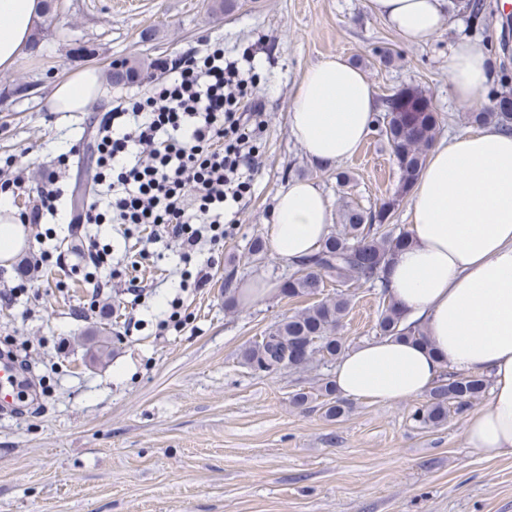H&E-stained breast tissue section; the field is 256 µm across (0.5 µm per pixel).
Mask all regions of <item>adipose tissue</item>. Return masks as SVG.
<instances>
[{
  "mask_svg": "<svg viewBox=\"0 0 512 512\" xmlns=\"http://www.w3.org/2000/svg\"><path fill=\"white\" fill-rule=\"evenodd\" d=\"M446 0H370L372 11L405 42L434 40ZM43 0H0V71L25 55ZM453 96L477 101L491 81L485 45L460 37L448 55ZM101 76L85 67L57 81L49 111H85ZM375 92L363 72L340 55L303 73L292 96L288 128L320 163L351 157L375 126ZM265 236L272 253L296 262L327 236L331 211L322 191L297 180L274 196ZM412 245L387 269L384 283L428 343L369 341L338 361L337 393L352 400L392 402L430 389L443 370L492 380L488 405L469 414L464 434L475 450L512 455V132L490 125L436 144L412 191Z\"/></svg>",
  "mask_w": 512,
  "mask_h": 512,
  "instance_id": "adipose-tissue-1",
  "label": "adipose tissue"
}]
</instances>
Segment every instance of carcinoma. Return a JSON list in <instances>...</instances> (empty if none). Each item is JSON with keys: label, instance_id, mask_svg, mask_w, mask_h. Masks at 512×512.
Here are the masks:
<instances>
[{"label": "carcinoma", "instance_id": "carcinoma-1", "mask_svg": "<svg viewBox=\"0 0 512 512\" xmlns=\"http://www.w3.org/2000/svg\"><path fill=\"white\" fill-rule=\"evenodd\" d=\"M486 9L484 0H452L451 10L468 14L476 25L484 22ZM511 40L512 23L507 21L502 24V33L493 50L499 66L498 81L489 91L492 107L466 113V123L512 129V84L509 83L512 75L507 64V47ZM121 65L122 70L109 73L115 83L138 77L145 70L141 60H126ZM441 124L442 117L432 97L419 86H403L381 98L375 131L387 144L399 171L395 191L368 210L357 204H345L342 224L327 235L315 253L293 263L278 293L290 299L316 295L321 299L275 322L262 336L242 345L237 357L243 366L268 373L284 368L301 370L318 355L334 360L343 353L345 342L339 336V328L350 304L345 289L353 284L382 286L388 266L412 245L409 233L390 226V219L415 186ZM329 281L337 284V288L324 296L322 292ZM380 299L382 305L376 324L380 336L413 343L427 342L422 325L408 320L405 311L384 288ZM113 345L112 331L100 328L95 341L97 359L108 360ZM487 385L488 380L483 375L464 377L444 370L411 418L424 429L441 426L448 421L449 411H466L485 393ZM319 395L324 397L326 416L338 418L345 413L332 381H326L319 388Z\"/></svg>", "mask_w": 512, "mask_h": 512}]
</instances>
